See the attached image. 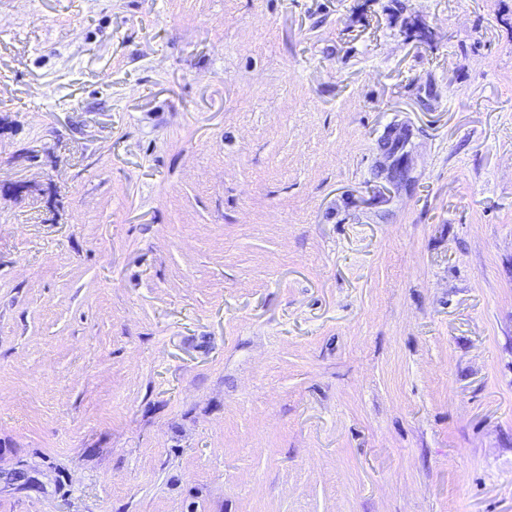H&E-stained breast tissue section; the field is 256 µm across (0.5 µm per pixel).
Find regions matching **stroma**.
I'll list each match as a JSON object with an SVG mask.
<instances>
[{
  "mask_svg": "<svg viewBox=\"0 0 512 512\" xmlns=\"http://www.w3.org/2000/svg\"><path fill=\"white\" fill-rule=\"evenodd\" d=\"M0 512H512V0H0Z\"/></svg>",
  "mask_w": 512,
  "mask_h": 512,
  "instance_id": "35a3bbf8",
  "label": "stroma"
}]
</instances>
